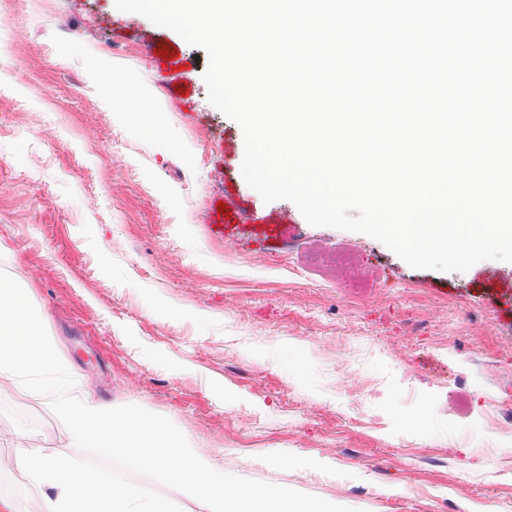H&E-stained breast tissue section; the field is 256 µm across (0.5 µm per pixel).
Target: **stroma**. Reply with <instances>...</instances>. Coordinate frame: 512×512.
<instances>
[{"label":"stroma","mask_w":512,"mask_h":512,"mask_svg":"<svg viewBox=\"0 0 512 512\" xmlns=\"http://www.w3.org/2000/svg\"><path fill=\"white\" fill-rule=\"evenodd\" d=\"M208 55L115 0L0 6V270L112 406L355 512H512V262L408 265L263 202ZM125 92L116 95L113 81ZM84 461L42 401L16 443Z\"/></svg>","instance_id":"35a3bbf8"}]
</instances>
